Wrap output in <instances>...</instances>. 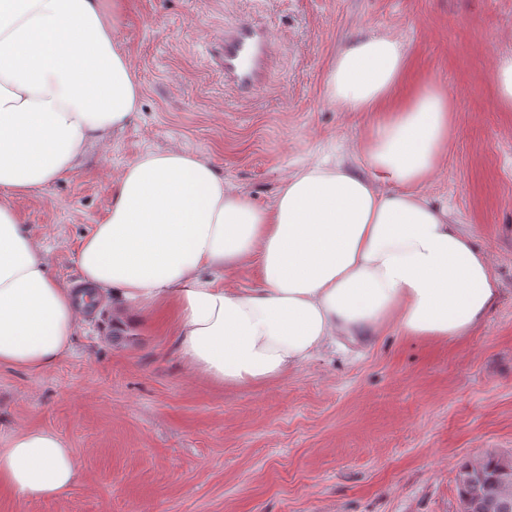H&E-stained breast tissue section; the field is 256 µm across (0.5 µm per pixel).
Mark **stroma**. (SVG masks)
<instances>
[{
  "label": "stroma",
  "instance_id": "35a3bbf8",
  "mask_svg": "<svg viewBox=\"0 0 512 512\" xmlns=\"http://www.w3.org/2000/svg\"><path fill=\"white\" fill-rule=\"evenodd\" d=\"M242 21L275 45L245 90L216 61ZM115 31L138 112L69 176L13 200L55 280H77L83 238L145 151H191L259 207L307 163H359L367 119L331 102L327 74L348 43L381 33L405 44L404 91L433 82L450 96L448 151L423 192L472 234L501 292L468 336L388 329L239 389L179 361L166 312L117 342L85 317L52 368L0 366V438L53 430L78 466L52 498L0 484V512H460V464L512 454V110L493 88L512 0H123Z\"/></svg>",
  "mask_w": 512,
  "mask_h": 512
}]
</instances>
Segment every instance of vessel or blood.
<instances>
[{"label": "vessel or blood", "instance_id": "obj_1", "mask_svg": "<svg viewBox=\"0 0 512 512\" xmlns=\"http://www.w3.org/2000/svg\"><path fill=\"white\" fill-rule=\"evenodd\" d=\"M270 57L268 34L246 22L225 29L222 49L224 75L238 86L254 87Z\"/></svg>", "mask_w": 512, "mask_h": 512}]
</instances>
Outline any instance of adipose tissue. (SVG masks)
<instances>
[{
	"label": "adipose tissue",
	"instance_id": "ef3b65f1",
	"mask_svg": "<svg viewBox=\"0 0 512 512\" xmlns=\"http://www.w3.org/2000/svg\"><path fill=\"white\" fill-rule=\"evenodd\" d=\"M406 68L391 35L339 52L327 93L343 111L374 114L359 141L366 170L311 163L266 208L197 154L142 153L80 244L77 285H63L12 199L74 171L138 111L141 90L102 0H0V365L49 369L90 310L123 328L165 302L179 359L226 387L268 384L389 327L469 335L498 280L472 235L422 192L448 150L451 102L428 82L396 103ZM250 267L257 287H225V273ZM77 478L56 432L0 441V483L20 499L57 496Z\"/></svg>",
	"mask_w": 512,
	"mask_h": 512
}]
</instances>
